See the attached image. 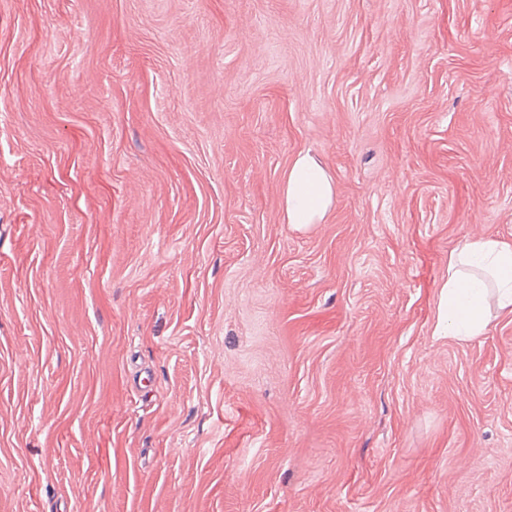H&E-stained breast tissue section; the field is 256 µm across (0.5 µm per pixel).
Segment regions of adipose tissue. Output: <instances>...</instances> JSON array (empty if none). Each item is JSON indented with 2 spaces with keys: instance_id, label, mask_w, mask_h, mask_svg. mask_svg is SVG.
<instances>
[{
  "instance_id": "ef3b65f1",
  "label": "adipose tissue",
  "mask_w": 512,
  "mask_h": 512,
  "mask_svg": "<svg viewBox=\"0 0 512 512\" xmlns=\"http://www.w3.org/2000/svg\"><path fill=\"white\" fill-rule=\"evenodd\" d=\"M335 196L323 166L310 154H298L280 186L286 223L302 228L320 223ZM512 315V242L495 238L464 239L448 255V277L441 287L436 328L457 341L483 335L487 310Z\"/></svg>"
}]
</instances>
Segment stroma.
<instances>
[{"instance_id": "1", "label": "stroma", "mask_w": 512, "mask_h": 512, "mask_svg": "<svg viewBox=\"0 0 512 512\" xmlns=\"http://www.w3.org/2000/svg\"><path fill=\"white\" fill-rule=\"evenodd\" d=\"M471 237L512 0H0V512H512V316L435 331ZM334 196V183L323 166L308 153L298 154L280 186L281 208L286 224L302 228L320 223Z\"/></svg>"}]
</instances>
